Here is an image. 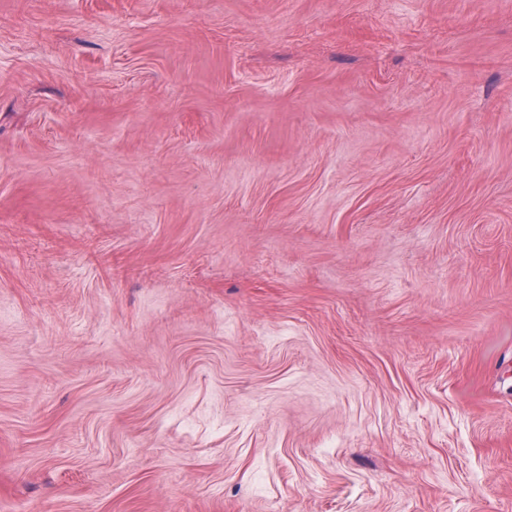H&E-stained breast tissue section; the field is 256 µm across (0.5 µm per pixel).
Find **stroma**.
<instances>
[{
	"mask_svg": "<svg viewBox=\"0 0 512 512\" xmlns=\"http://www.w3.org/2000/svg\"><path fill=\"white\" fill-rule=\"evenodd\" d=\"M0 512H512V0H0Z\"/></svg>",
	"mask_w": 512,
	"mask_h": 512,
	"instance_id": "1",
	"label": "stroma"
}]
</instances>
